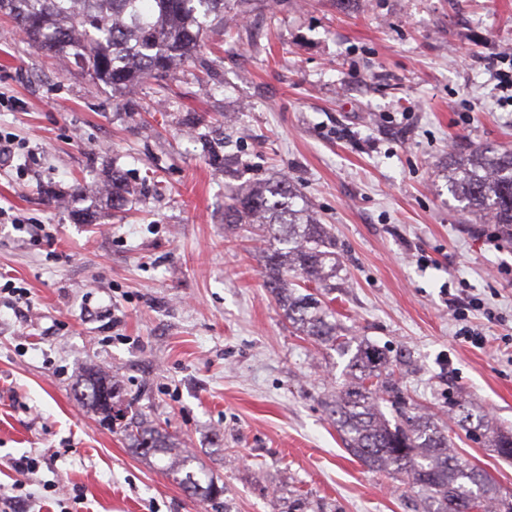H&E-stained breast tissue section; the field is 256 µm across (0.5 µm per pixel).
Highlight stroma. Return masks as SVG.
<instances>
[{"label": "stroma", "mask_w": 512, "mask_h": 512, "mask_svg": "<svg viewBox=\"0 0 512 512\" xmlns=\"http://www.w3.org/2000/svg\"><path fill=\"white\" fill-rule=\"evenodd\" d=\"M164 82L113 94L0 15V496L21 512H418L405 475L348 453L327 403L347 360L265 286L262 243L224 224V185L284 175L326 224L346 336L386 349L407 405L512 430V241L448 189L450 155L512 146L493 78L512 0H249ZM224 156L213 164L209 151ZM120 171L131 203L69 205ZM479 306L457 320L452 298ZM485 336L478 348L461 330ZM90 368L224 487L217 506L77 399ZM458 457L512 493V461L457 430ZM35 458L21 475L11 459ZM85 500L73 503L75 489Z\"/></svg>", "instance_id": "1"}]
</instances>
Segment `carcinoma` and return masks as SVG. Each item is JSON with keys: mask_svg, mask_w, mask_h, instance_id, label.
Masks as SVG:
<instances>
[{"mask_svg": "<svg viewBox=\"0 0 512 512\" xmlns=\"http://www.w3.org/2000/svg\"><path fill=\"white\" fill-rule=\"evenodd\" d=\"M227 0H0L38 50L74 64L99 83L122 91L145 80L163 81L180 61L196 54L203 36L224 24ZM446 177L451 192L485 223L512 237V148L480 145L465 157L450 156ZM130 189L125 178L112 173L111 202L125 205ZM224 224L262 238L266 286L288 321L301 333L349 356L345 382L336 387L329 414L346 450L377 471L406 475L423 492V512H512V494L502 491L483 470L463 462L451 450L448 431L426 414H411L405 397L389 379L390 357L377 346L348 338L336 330V315L324 299L336 287L339 261L323 224L284 176L225 194ZM305 287L286 285L288 274ZM116 384L98 370L85 371L79 391L82 403L115 417ZM388 406L392 418L382 407ZM457 425L477 436L488 422H474L459 412ZM126 435L143 456H171L172 475L204 502L220 497L224 487L190 455L173 456L174 437L148 428L131 417ZM493 448L512 459V433L496 436Z\"/></svg>", "mask_w": 512, "mask_h": 512, "instance_id": "obj_1", "label": "carcinoma"}]
</instances>
